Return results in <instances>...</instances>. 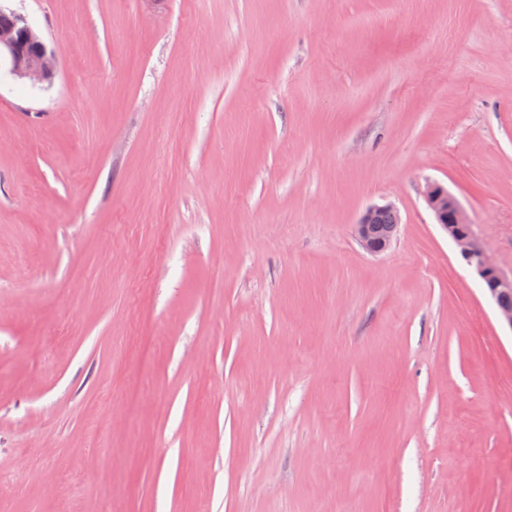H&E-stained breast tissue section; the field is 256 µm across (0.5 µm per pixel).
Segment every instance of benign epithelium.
Returning <instances> with one entry per match:
<instances>
[{
    "instance_id": "benign-epithelium-1",
    "label": "benign epithelium",
    "mask_w": 512,
    "mask_h": 512,
    "mask_svg": "<svg viewBox=\"0 0 512 512\" xmlns=\"http://www.w3.org/2000/svg\"><path fill=\"white\" fill-rule=\"evenodd\" d=\"M13 25L0 29V69L16 80L32 85L50 84L57 72L58 49L37 35L27 20L13 13ZM425 199L438 224L456 245L462 260L475 272L484 291L493 302L499 318L512 328V304L504 297L512 295V277L506 276L477 242L473 225L458 201L439 183L427 186ZM393 209L390 204L368 208L355 225L354 233L367 252L386 251L396 237L398 225L386 227L382 238L375 237L376 219L380 212Z\"/></svg>"
}]
</instances>
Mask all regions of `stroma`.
<instances>
[{
  "label": "stroma",
  "mask_w": 512,
  "mask_h": 512,
  "mask_svg": "<svg viewBox=\"0 0 512 512\" xmlns=\"http://www.w3.org/2000/svg\"><path fill=\"white\" fill-rule=\"evenodd\" d=\"M0 6V512H512V0ZM14 17L11 27L0 29V75L4 72L16 80L32 85L51 84L57 72L58 49L49 46L20 14L5 10ZM425 199L438 224L456 245L462 260L475 272L493 302L499 318L512 327V304L504 297L512 295V277L506 276L477 242L473 225L458 201L439 183H430ZM387 209L396 211L390 204L376 205L368 208L360 218L358 224H355V237L360 246L369 253L379 254L386 251L396 237L399 224H393V214L391 212H387L378 216L380 212ZM377 224H379L377 231L378 235H382L385 226L389 224V226L386 227L385 235L382 238L375 237Z\"/></svg>",
  "instance_id": "1"
}]
</instances>
